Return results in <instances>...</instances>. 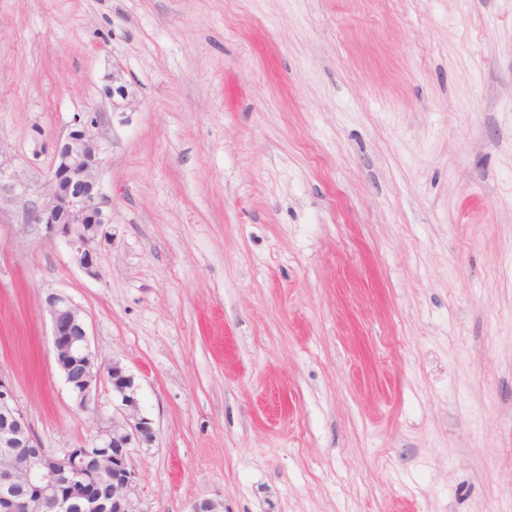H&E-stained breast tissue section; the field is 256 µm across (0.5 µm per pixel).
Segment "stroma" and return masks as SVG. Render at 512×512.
Instances as JSON below:
<instances>
[{
	"label": "stroma",
	"mask_w": 512,
	"mask_h": 512,
	"mask_svg": "<svg viewBox=\"0 0 512 512\" xmlns=\"http://www.w3.org/2000/svg\"><path fill=\"white\" fill-rule=\"evenodd\" d=\"M95 115L102 278L0 195L42 447L97 428L59 293L154 422L142 512H512V0H0V162Z\"/></svg>",
	"instance_id": "35a3bbf8"
}]
</instances>
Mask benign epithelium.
Returning <instances> with one entry per match:
<instances>
[{
    "mask_svg": "<svg viewBox=\"0 0 512 512\" xmlns=\"http://www.w3.org/2000/svg\"><path fill=\"white\" fill-rule=\"evenodd\" d=\"M96 125L95 117L78 120L57 141L52 178L35 189L46 200L30 210L28 223L44 225L49 236L65 242L87 274L99 277L96 242L108 200L96 176L102 164ZM47 303L55 360L77 410H89L105 379L115 413L100 421L87 446L29 460L22 469L1 467L0 512H142L138 473L130 461L134 449L152 447L157 431L141 410L135 378L117 361L98 360L83 312L69 297L54 294ZM34 440L12 384L0 376V453L8 459L25 455Z\"/></svg>",
    "mask_w": 512,
    "mask_h": 512,
    "instance_id": "benign-epithelium-1",
    "label": "benign epithelium"
}]
</instances>
